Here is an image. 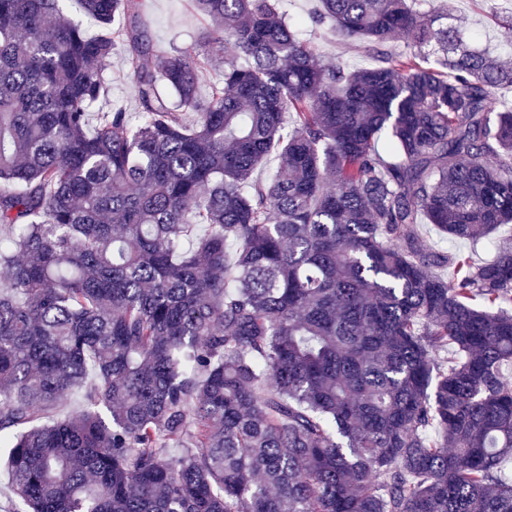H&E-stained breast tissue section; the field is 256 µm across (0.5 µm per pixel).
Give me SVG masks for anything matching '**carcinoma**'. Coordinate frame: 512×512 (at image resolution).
Masks as SVG:
<instances>
[{
  "mask_svg": "<svg viewBox=\"0 0 512 512\" xmlns=\"http://www.w3.org/2000/svg\"><path fill=\"white\" fill-rule=\"evenodd\" d=\"M65 2L0 0L8 512H512V248L416 232L512 223V66L416 0H320L353 71L279 0H192L202 101L187 53L140 66L135 0H80L100 34ZM118 42L141 120L92 127ZM282 1V10L289 19L299 25L302 37L312 43L324 63L336 64L347 70L367 67L371 64V58L362 42H344L329 26H315L310 22L318 0ZM418 233L423 243L434 250L439 251H464L469 253L476 263H483L492 260L499 246H512V224L499 228L489 238L479 243H471L468 240H450L443 237L434 227L423 221L418 224Z\"/></svg>",
  "mask_w": 512,
  "mask_h": 512,
  "instance_id": "obj_1",
  "label": "carcinoma"
}]
</instances>
